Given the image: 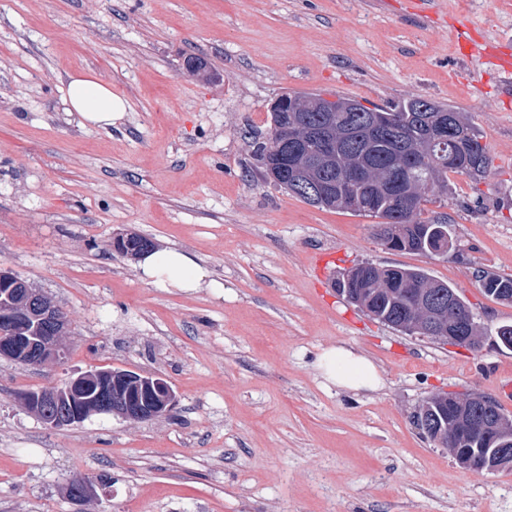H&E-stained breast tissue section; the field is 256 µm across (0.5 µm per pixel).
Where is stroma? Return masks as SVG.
<instances>
[{
	"mask_svg": "<svg viewBox=\"0 0 512 512\" xmlns=\"http://www.w3.org/2000/svg\"><path fill=\"white\" fill-rule=\"evenodd\" d=\"M461 15L512 57V0H0V266L70 320L64 363L0 360V512H512V469H464L415 424L434 394L502 401L512 386L497 338L512 304L475 280L512 275V97L499 67L460 61ZM86 72L127 103L112 127L84 128L63 99ZM284 93L467 113L490 171L449 174L424 206L460 255L388 249L376 218L266 180L252 137ZM119 233L189 254L216 287L145 279L113 249ZM365 262L455 286L481 348L347 303L337 281ZM342 343L377 365L378 390L323 379L319 355ZM100 368L163 375L174 409L56 429L18 399ZM76 476L107 477L108 494L70 500Z\"/></svg>",
	"mask_w": 512,
	"mask_h": 512,
	"instance_id": "stroma-1",
	"label": "stroma"
}]
</instances>
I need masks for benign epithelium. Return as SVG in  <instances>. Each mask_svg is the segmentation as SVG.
<instances>
[{
    "instance_id": "1",
    "label": "benign epithelium",
    "mask_w": 512,
    "mask_h": 512,
    "mask_svg": "<svg viewBox=\"0 0 512 512\" xmlns=\"http://www.w3.org/2000/svg\"><path fill=\"white\" fill-rule=\"evenodd\" d=\"M4 286L7 291L0 295V303L9 304V308L0 312V358L22 362L31 367L60 362L63 356L61 338L69 328L65 313L47 294L18 279L10 269L1 267L0 288ZM468 319L470 316L461 313L450 299L448 322L432 325L429 334L436 340L453 343L460 338L461 327ZM129 380H137L141 388L159 393V400L154 405L145 410H136L138 420L154 419L174 408L176 394L167 380L160 375L118 369H93L78 374L65 387L44 389L40 399L46 407L54 409V413L43 417V423L53 428L71 426L85 420L89 413L126 417L130 414V409L136 406L135 400L126 394L119 396L120 402L117 404L109 395L91 409L72 403L64 406L61 400L71 399L73 388L82 383L95 381L108 389L117 381ZM480 400L483 411L439 428L434 439L457 449L458 453L470 461L472 468L480 472L494 473L498 467L483 464L474 449L465 447L466 439L471 435L490 438L498 433V420L494 414L495 400L483 394L480 395ZM68 490L71 491L74 501L83 502L107 494V483L97 478L78 476L70 480Z\"/></svg>"
}]
</instances>
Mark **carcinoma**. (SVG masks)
<instances>
[{
    "label": "carcinoma",
    "mask_w": 512,
    "mask_h": 512,
    "mask_svg": "<svg viewBox=\"0 0 512 512\" xmlns=\"http://www.w3.org/2000/svg\"><path fill=\"white\" fill-rule=\"evenodd\" d=\"M299 111L281 112L288 134L305 139L311 130L324 126V113L314 107L315 95L297 94ZM349 104L352 111L339 116L347 134L336 133V157L328 164L313 167L307 157L292 160L297 175L288 192L322 209L349 210L380 219L379 235L395 238V249L430 254L445 244L457 243L449 225L439 219H421L423 204L429 198L448 195V174L473 179L488 173V155L481 136L462 113L422 98H410L390 108H369L349 97H337L336 106ZM426 105V111L419 110ZM439 123L452 130L444 143H431L430 132ZM281 133L271 125L254 141L255 155L264 162L266 154L278 146ZM358 166L360 182L347 185L336 176L344 168ZM412 194L416 206L407 211L396 207L391 193ZM478 286L495 300L512 304V277L491 272L478 275ZM339 287L349 290L355 304L366 307L368 315L404 334L412 328L428 329L436 320L448 316V299L465 313L469 305L450 284L436 280L415 267H380L361 264L349 271ZM466 338L457 345L473 347L481 342L482 331L471 317ZM481 409L472 394H436L425 402L416 416L420 429L436 425L446 416L457 419ZM507 450L512 453V416L501 413L499 440L488 444L487 458Z\"/></svg>",
    "instance_id": "cac0c4a2"
}]
</instances>
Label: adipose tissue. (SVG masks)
Wrapping results in <instances>:
<instances>
[{
  "label": "adipose tissue",
  "instance_id": "ef3b65f1",
  "mask_svg": "<svg viewBox=\"0 0 512 512\" xmlns=\"http://www.w3.org/2000/svg\"><path fill=\"white\" fill-rule=\"evenodd\" d=\"M71 111L77 112L84 127L111 126L126 111L125 101L114 95L109 85L85 74L71 76L64 91ZM139 267L144 278L163 286L191 292L205 285L208 271L188 254L167 250L144 256ZM322 376L337 387L354 391H374L382 384L374 363L361 352L339 345L319 357Z\"/></svg>",
  "mask_w": 512,
  "mask_h": 512
}]
</instances>
